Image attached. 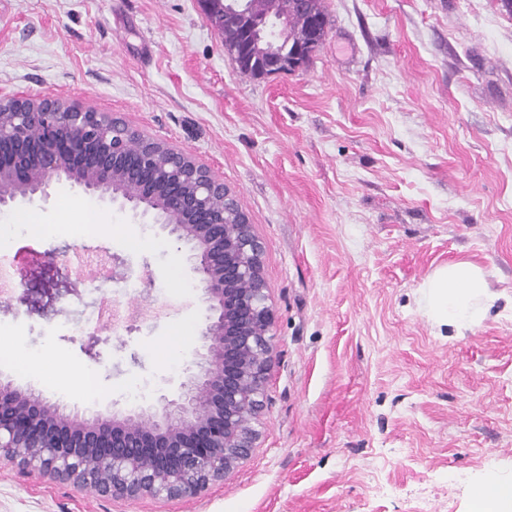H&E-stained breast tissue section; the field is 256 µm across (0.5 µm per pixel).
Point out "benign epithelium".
I'll return each instance as SVG.
<instances>
[{
	"label": "benign epithelium",
	"instance_id": "7a95c632",
	"mask_svg": "<svg viewBox=\"0 0 512 512\" xmlns=\"http://www.w3.org/2000/svg\"><path fill=\"white\" fill-rule=\"evenodd\" d=\"M217 29L252 34L225 45L244 61L262 27L251 5L230 17L213 0H198ZM310 47L291 43L283 24L266 76L296 68ZM86 194L117 202L136 217L166 218L162 229L187 248L186 262L209 302L203 339L208 367L186 376L177 397L160 396L162 417L137 412L80 420L39 396L0 383V460L23 475L38 473L102 497H195L248 459L259 438L257 420L273 361L275 315L263 275L264 247L237 192L206 165L168 142L141 135L112 112L62 97L0 98V209L18 198L46 199L55 178ZM67 250L52 249L19 264L12 299L42 313L62 296L37 288L33 277L52 271ZM105 278L125 279V259L112 254Z\"/></svg>",
	"mask_w": 512,
	"mask_h": 512
}]
</instances>
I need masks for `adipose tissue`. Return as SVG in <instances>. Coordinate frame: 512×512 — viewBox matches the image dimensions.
<instances>
[{"mask_svg": "<svg viewBox=\"0 0 512 512\" xmlns=\"http://www.w3.org/2000/svg\"><path fill=\"white\" fill-rule=\"evenodd\" d=\"M499 298L479 267L460 261L423 282L418 304L436 325L462 329L480 320Z\"/></svg>", "mask_w": 512, "mask_h": 512, "instance_id": "1", "label": "adipose tissue"}]
</instances>
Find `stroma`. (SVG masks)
<instances>
[{"instance_id":"1","label":"stroma","mask_w":512,"mask_h":512,"mask_svg":"<svg viewBox=\"0 0 512 512\" xmlns=\"http://www.w3.org/2000/svg\"><path fill=\"white\" fill-rule=\"evenodd\" d=\"M324 3L311 59L252 79L197 0H0V98L61 95L193 154L237 191L275 311L258 446L224 482L112 500L5 461L0 512H471L486 475L512 477V16L498 0ZM83 206L112 235L72 232ZM6 217L50 227L19 246L127 270L44 317L0 300V334L61 366L53 383L0 367V383L82 419H160L158 396L207 356V305L166 232L64 178ZM458 261L502 295L460 333L416 303ZM104 299L136 311L131 331L87 323ZM87 366L92 401L74 383Z\"/></svg>"}]
</instances>
